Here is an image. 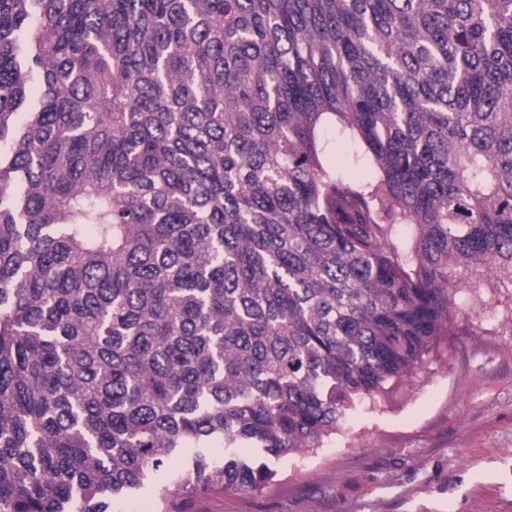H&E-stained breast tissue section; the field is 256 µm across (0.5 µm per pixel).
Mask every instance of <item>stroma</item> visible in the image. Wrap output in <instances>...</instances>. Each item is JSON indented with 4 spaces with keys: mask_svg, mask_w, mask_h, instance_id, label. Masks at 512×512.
Returning a JSON list of instances; mask_svg holds the SVG:
<instances>
[{
    "mask_svg": "<svg viewBox=\"0 0 512 512\" xmlns=\"http://www.w3.org/2000/svg\"><path fill=\"white\" fill-rule=\"evenodd\" d=\"M328 158L349 178L375 179L355 146L327 127ZM455 320L419 367L358 403L321 447L270 459L262 491H213L191 512H512V288H465ZM193 454L115 499L112 512H156L158 486Z\"/></svg>",
    "mask_w": 512,
    "mask_h": 512,
    "instance_id": "1",
    "label": "stroma"
}]
</instances>
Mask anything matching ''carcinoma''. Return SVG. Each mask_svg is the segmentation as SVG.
Segmentation results:
<instances>
[{
	"label": "carcinoma",
	"instance_id": "1",
	"mask_svg": "<svg viewBox=\"0 0 512 512\" xmlns=\"http://www.w3.org/2000/svg\"><path fill=\"white\" fill-rule=\"evenodd\" d=\"M473 282L512 286V0H0V512L184 448L157 512L261 490ZM323 136L328 142V158L337 169L344 172L350 179L360 181L375 179L376 173L371 163L366 160L354 162L356 147L350 141L340 137L335 128H324Z\"/></svg>",
	"mask_w": 512,
	"mask_h": 512
}]
</instances>
